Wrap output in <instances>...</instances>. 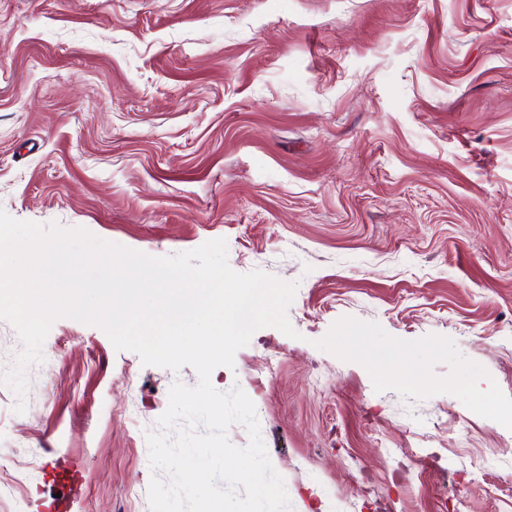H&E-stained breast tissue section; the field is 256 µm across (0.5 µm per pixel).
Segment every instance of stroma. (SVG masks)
<instances>
[{"label": "stroma", "instance_id": "35a3bbf8", "mask_svg": "<svg viewBox=\"0 0 512 512\" xmlns=\"http://www.w3.org/2000/svg\"><path fill=\"white\" fill-rule=\"evenodd\" d=\"M0 208L296 283L297 338L210 377L291 512H512V0H0ZM44 346L24 413L0 384V512L72 457L73 512H150L196 371L68 318Z\"/></svg>", "mask_w": 512, "mask_h": 512}]
</instances>
